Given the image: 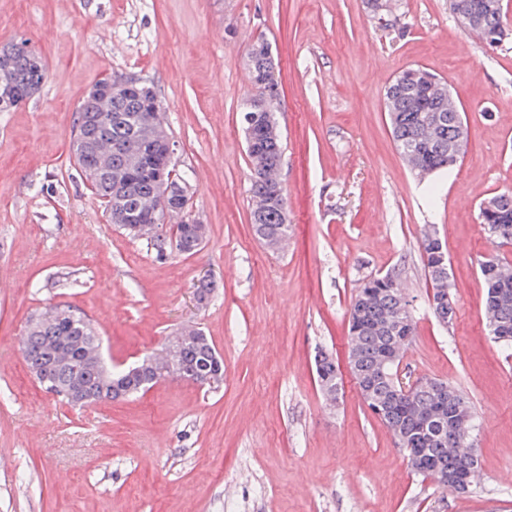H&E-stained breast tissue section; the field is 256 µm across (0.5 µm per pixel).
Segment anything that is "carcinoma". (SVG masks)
<instances>
[{
    "label": "carcinoma",
    "mask_w": 512,
    "mask_h": 512,
    "mask_svg": "<svg viewBox=\"0 0 512 512\" xmlns=\"http://www.w3.org/2000/svg\"><path fill=\"white\" fill-rule=\"evenodd\" d=\"M481 39L495 47L512 36L507 8L481 15L475 29ZM267 39L256 38L248 56L251 92L242 104L243 132L252 139L246 148L250 171V193L256 202L251 221L259 240L272 248L288 238L287 197L277 174L283 161V141L274 110L265 101L280 92V72L265 53ZM32 53L20 42L0 49V56L13 59L14 90L33 96L46 79V72H34L23 53ZM405 69L387 87L386 110L397 149L410 169L420 175L449 168V161L466 145L467 127L462 112L452 108L448 96L436 89L426 93L403 82ZM130 77L110 75L102 79L118 91L105 112L106 120L96 138L99 168L81 169L94 193L112 206L110 218L128 234L150 240L157 257L169 255L174 247L184 256L201 250L206 237L203 224L178 222L170 234L159 232L167 214L160 206L155 182L135 174L139 154L168 137L162 129L161 100L155 88L145 82L128 84ZM135 210L144 215L142 224L124 223V213ZM481 222L495 242L512 245V188L505 189L480 205ZM425 268L432 285L430 306L440 323L447 326L455 316L449 275L450 264L437 256L442 241L434 229L421 241ZM505 257L491 256L478 262L485 287L484 314L494 342L512 347V276L503 273ZM410 304L401 281L392 274L376 275L356 290L348 316V335L355 348V384L363 401L379 409V419L392 432L395 442L409 459L421 458L423 465L412 470L435 479L454 494V483L471 491L478 479L473 460L476 417L468 399L456 388L436 403L433 386H418L402 393L398 379L401 355L407 344L398 336L413 335ZM172 355L147 354L136 366L121 372L104 360L101 339L85 314L70 305H50L32 316L21 340L28 368L38 369L36 377L45 388L73 406L125 399L143 393L158 381L178 378L198 381L203 365L208 378L201 385L218 387L224 377V360L212 340L199 328H191L169 338ZM320 390L336 399V383L341 381L336 362L316 363ZM455 448L470 452L457 454Z\"/></svg>",
    "instance_id": "1"
}]
</instances>
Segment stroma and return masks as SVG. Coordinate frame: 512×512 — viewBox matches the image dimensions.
<instances>
[{
	"mask_svg": "<svg viewBox=\"0 0 512 512\" xmlns=\"http://www.w3.org/2000/svg\"><path fill=\"white\" fill-rule=\"evenodd\" d=\"M265 37L281 70L280 178L292 231L268 249L251 223L241 107ZM43 60L38 94L0 112V512H512V348L485 325L478 262L498 254L481 203L512 187V39H469L448 0H0V46ZM410 66L446 81L468 144L428 177L384 109ZM111 74L153 85L200 252L160 261L111 224L71 150L89 90ZM448 249L455 317L429 306L423 228ZM392 273L412 302L411 377L446 382L479 424L480 481L456 495L415 474L348 371L360 282ZM211 281L206 306L195 284ZM66 304L100 327L114 364L194 325L224 359L219 388L176 379L90 407L47 393L20 341ZM341 371L336 402L315 356Z\"/></svg>",
	"mask_w": 512,
	"mask_h": 512,
	"instance_id": "obj_1",
	"label": "stroma"
}]
</instances>
